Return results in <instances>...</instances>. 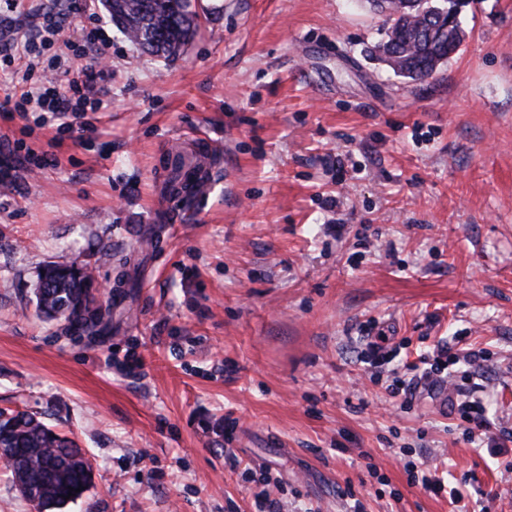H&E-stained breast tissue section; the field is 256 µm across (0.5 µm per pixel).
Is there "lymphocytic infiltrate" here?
<instances>
[{"label":"lymphocytic infiltrate","instance_id":"f902f5d3","mask_svg":"<svg viewBox=\"0 0 512 512\" xmlns=\"http://www.w3.org/2000/svg\"><path fill=\"white\" fill-rule=\"evenodd\" d=\"M83 0H66L62 13H44L31 36L20 45L0 47V62L12 64L16 59L26 61L21 81V95H5L0 110L28 116L31 108L50 113L60 127L71 128L74 120L85 113L100 111L103 101L94 97L93 87H107L112 82V41L96 18H89L81 28L80 42L68 35L71 16L82 13ZM59 44L68 54L50 65H43L42 53L47 46Z\"/></svg>","mask_w":512,"mask_h":512}]
</instances>
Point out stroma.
Returning a JSON list of instances; mask_svg holds the SVG:
<instances>
[{"mask_svg":"<svg viewBox=\"0 0 512 512\" xmlns=\"http://www.w3.org/2000/svg\"><path fill=\"white\" fill-rule=\"evenodd\" d=\"M202 5L169 62L112 31L92 130L0 112V142L53 160L10 155L0 187V411L85 450L94 484L65 512H253L264 491L285 512H449L452 488L512 512V0H463L461 51L410 83L373 58L365 0ZM59 7L0 14V46ZM202 137L214 179L187 202L166 149ZM74 261L107 335L36 312L40 269ZM445 344L452 381L406 406L391 365L360 359ZM468 400L493 442L469 441Z\"/></svg>","mask_w":512,"mask_h":512,"instance_id":"stroma-1","label":"stroma"}]
</instances>
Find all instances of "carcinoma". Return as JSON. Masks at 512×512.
I'll return each mask as SVG.
<instances>
[{
    "instance_id": "cac0c4a2",
    "label": "carcinoma",
    "mask_w": 512,
    "mask_h": 512,
    "mask_svg": "<svg viewBox=\"0 0 512 512\" xmlns=\"http://www.w3.org/2000/svg\"><path fill=\"white\" fill-rule=\"evenodd\" d=\"M112 24L142 52L165 61L182 55L197 27L198 13L194 0H100ZM437 0H416L403 11L393 4L375 3L387 8L389 26L385 38L375 46L392 45L399 54L395 75L422 81L433 76L448 60V43H462L459 22L448 18L434 22L437 29L424 40L412 33L423 25ZM97 288L92 268L87 264H50L38 274L35 292L36 310L45 316L54 312L67 326L82 327L90 336L104 335L112 312H83L93 290ZM0 449L4 465L10 468L18 488L32 487L39 494L44 512H63L65 506L83 498L93 485V467L77 442L46 424L37 414L17 411L8 416L0 413ZM80 492H70V489Z\"/></svg>"
}]
</instances>
